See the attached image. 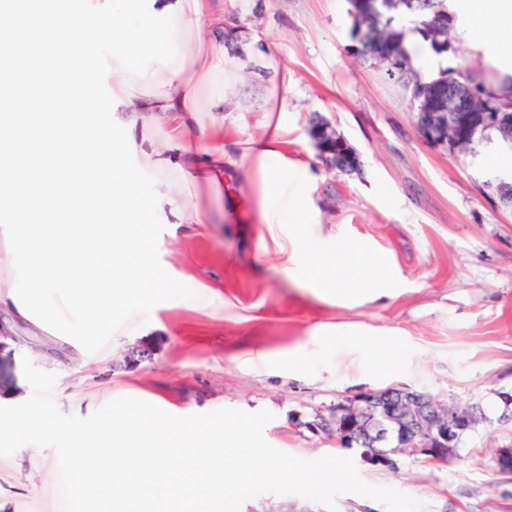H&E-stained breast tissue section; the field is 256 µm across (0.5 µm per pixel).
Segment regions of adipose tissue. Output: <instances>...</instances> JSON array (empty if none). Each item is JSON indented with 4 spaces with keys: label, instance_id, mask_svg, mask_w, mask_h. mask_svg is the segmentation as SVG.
I'll list each match as a JSON object with an SVG mask.
<instances>
[{
    "label": "adipose tissue",
    "instance_id": "obj_1",
    "mask_svg": "<svg viewBox=\"0 0 512 512\" xmlns=\"http://www.w3.org/2000/svg\"><path fill=\"white\" fill-rule=\"evenodd\" d=\"M121 12L154 23L161 49L149 56L133 44ZM202 27L223 34L224 0H0V237L12 244L15 274L0 302L60 330L71 313L111 332L113 307L147 293L141 215L207 221L164 179L169 170L217 191L233 168L262 185L260 223L296 219L288 176L306 165L281 150L279 114L265 113L262 140L224 147V53L186 44ZM156 113L175 122L165 152L146 124ZM117 130L122 139H113ZM368 252L345 240L329 262L292 233L287 262L307 268L324 299L391 296L389 268L368 263ZM51 288L64 289V305L47 298Z\"/></svg>",
    "mask_w": 512,
    "mask_h": 512
}]
</instances>
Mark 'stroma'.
Wrapping results in <instances>:
<instances>
[{
  "mask_svg": "<svg viewBox=\"0 0 512 512\" xmlns=\"http://www.w3.org/2000/svg\"><path fill=\"white\" fill-rule=\"evenodd\" d=\"M347 0H224L241 28L226 53L224 140L259 139L263 113L281 115L289 150L309 169L293 174L300 234L316 252L327 233L366 242L395 276L394 297L331 303L314 296L306 270L287 275L276 240L284 224L259 223L248 188L211 193L182 185L210 223L143 225L141 264L161 269L165 288L129 297L100 335L71 317L69 335L0 308V405L27 400L23 359L55 373L51 397L80 418L135 397L178 416L222 408L262 409L274 418L265 439L304 459L348 456L308 427L315 412L366 391L411 388L442 403L491 408L512 390V209L493 179L512 154L480 144L452 152L419 134L409 96L354 51ZM455 54L422 67L512 63L499 29L468 23L469 0H452ZM326 117L357 151L353 174L326 171L307 135ZM217 294L223 308L203 309ZM355 327V336H340ZM512 427L483 422L458 458L434 465L398 457L395 467L356 460L360 478L424 502L425 512H512V474L498 472L496 448ZM0 512H59L55 449L25 445L0 457Z\"/></svg>",
  "mask_w": 512,
  "mask_h": 512,
  "instance_id": "obj_1",
  "label": "stroma"
}]
</instances>
